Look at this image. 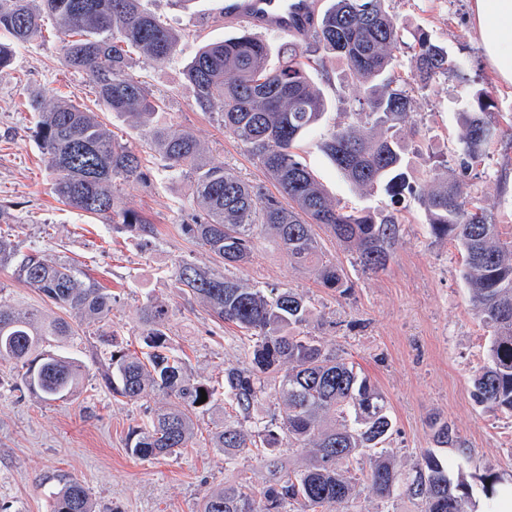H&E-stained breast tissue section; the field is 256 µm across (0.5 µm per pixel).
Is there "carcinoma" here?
<instances>
[{
  "label": "carcinoma",
  "mask_w": 512,
  "mask_h": 512,
  "mask_svg": "<svg viewBox=\"0 0 512 512\" xmlns=\"http://www.w3.org/2000/svg\"><path fill=\"white\" fill-rule=\"evenodd\" d=\"M389 0H331L317 14L307 45L288 43L278 65L269 66L265 42L243 31L204 46L186 71L193 106L208 112L241 144L250 158L278 186L266 195L224 165L209 161L188 130L154 126L135 150L97 121L94 113L60 99H27L35 117V139L55 173L53 191L65 205L102 217L114 229L146 242L154 224L118 208L119 187L144 178L149 159H157L170 177L187 176L194 187L199 216L181 225L193 243L210 253L223 270L204 269L181 260L174 279L200 299L216 321L231 323L246 337L244 366L224 365L220 383L189 375L171 344L166 312L153 301L141 308L145 351L110 352L105 384L130 401L146 389L163 393L166 404L135 428L132 455L140 459L188 448L197 435L194 417L201 392L207 399L223 393L232 413L213 439L226 464L243 455L262 462L264 485H226L204 496L202 512H290L299 503L318 512L356 496V472L369 463V491L386 500L403 487L421 502V512H472L464 477L452 479L449 463L427 450L404 474L384 445L394 432L386 396L354 365L301 332L310 304L291 288L259 287L233 271L250 263L256 240L272 235L296 268H310L332 290L351 289L342 269L319 246L314 226L355 254L364 272L384 270L398 236V222L364 210H349L332 200L297 152V141L317 125L327 110L323 92L307 71L328 72V55L348 61L355 85L347 122L328 131L322 150L336 169L365 192L384 190L392 197H417L431 234L450 239L464 252L462 277L483 327L490 332L486 362L473 376L474 401L512 416V237L505 238L492 213L471 202L468 179L481 164L486 146L500 135L489 92L476 95V108L463 117L464 132L453 163L443 160L424 184L410 181L404 166L400 132L414 122L415 98L434 89L452 62L447 50L418 29L404 40ZM52 24L61 43L62 66L85 73L96 100L107 111L147 123L164 104L146 81L130 71L136 53L156 64L173 58L180 35L142 0H0V69L14 47L43 34ZM409 54L413 68L397 71ZM15 267L18 277L79 323L103 321L112 296L71 260H49L37 251L21 252L0 232V267ZM69 321L47 320L37 311L22 312L0 298V360L21 366V379L45 401L74 393L81 366L76 359L36 354L48 336H74ZM275 395L279 414L269 420L260 401ZM433 441L464 447L446 422L432 424ZM306 450L304 466L283 467L275 448L282 438ZM487 512H499V477H484ZM54 512H92L88 490L73 478L56 494Z\"/></svg>",
  "instance_id": "carcinoma-1"
}]
</instances>
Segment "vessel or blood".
Segmentation results:
<instances>
[{"label": "vessel or blood", "mask_w": 512, "mask_h": 512, "mask_svg": "<svg viewBox=\"0 0 512 512\" xmlns=\"http://www.w3.org/2000/svg\"><path fill=\"white\" fill-rule=\"evenodd\" d=\"M311 0H224V19L297 37L309 28Z\"/></svg>", "instance_id": "obj_1"}]
</instances>
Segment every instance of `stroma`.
I'll return each instance as SVG.
<instances>
[{
  "label": "stroma",
  "mask_w": 512,
  "mask_h": 512,
  "mask_svg": "<svg viewBox=\"0 0 512 512\" xmlns=\"http://www.w3.org/2000/svg\"><path fill=\"white\" fill-rule=\"evenodd\" d=\"M181 32L179 52L167 63L134 57L131 68L166 107L154 121L191 131L207 159L224 164L246 183L272 194L273 182L211 114L191 106L185 72L199 49L237 35L224 20V0H143ZM473 0H391L403 34L427 31L443 45L454 67L439 77L427 96L417 98V125L400 134L407 148V169L416 182L428 180L436 161L459 146L461 115L471 111L476 91L490 92L502 127L512 126V84L501 82L487 62L473 27ZM57 40L36 38L16 49L10 67L0 70V205L14 216L9 232L21 251L37 249L47 258L81 263L112 293L109 319L88 327L67 342L82 362L73 395L47 402L21 388L15 364L0 361V506L7 512H52L53 496L65 478L86 484L94 512H200L204 495L246 481L268 478L254 458L230 468L224 453L209 440L224 423V398L215 396L198 410L203 433L195 447L155 459L129 452V435L164 397L146 392L136 402L114 395L103 380L111 345L140 347L141 308L151 299L167 308V324L187 371L199 380L223 377L225 364L245 361V338L232 325L214 321L202 303L177 288L173 276L183 258L203 267L213 259L188 240L181 226L194 213L189 178L170 179L153 165L146 180L123 186L122 209L145 215L155 226L148 241L137 243L112 229L108 220L82 215L53 193L55 175L32 137L35 120L27 96L64 97L96 108L89 77L62 67ZM328 102L321 124L298 143V152L327 195L355 210L391 214L400 223L393 256L384 271L365 273L351 252L317 229L322 251L336 258L352 289L322 287L310 269L295 268L272 236H262L252 263L239 270L245 281L277 285L304 294L312 303L305 327L327 350L353 362L385 394L395 421L389 442L395 463L410 472L427 448L448 459L454 474L470 486L476 506L486 503L481 477L497 473L512 486V417L478 406L471 380L486 361L487 331L476 318L462 277L464 254L455 241L434 239L426 216L412 194L393 198L351 186L320 148L333 125L349 109L344 91L351 85L346 60L331 59L327 72L309 71ZM98 118L118 137L140 145L142 128L107 111ZM490 210L504 235L512 236V140L492 141L487 158L467 189ZM0 296L16 309L59 316L60 308L19 281L12 268H0ZM113 343H105V335ZM448 422L464 448L435 447L431 423Z\"/></svg>",
  "instance_id": "stroma-1"
}]
</instances>
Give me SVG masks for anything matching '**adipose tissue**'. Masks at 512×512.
Masks as SVG:
<instances>
[{"label": "adipose tissue", "instance_id": "adipose-tissue-1", "mask_svg": "<svg viewBox=\"0 0 512 512\" xmlns=\"http://www.w3.org/2000/svg\"><path fill=\"white\" fill-rule=\"evenodd\" d=\"M473 15L491 67L512 84V0H474Z\"/></svg>", "mask_w": 512, "mask_h": 512}]
</instances>
